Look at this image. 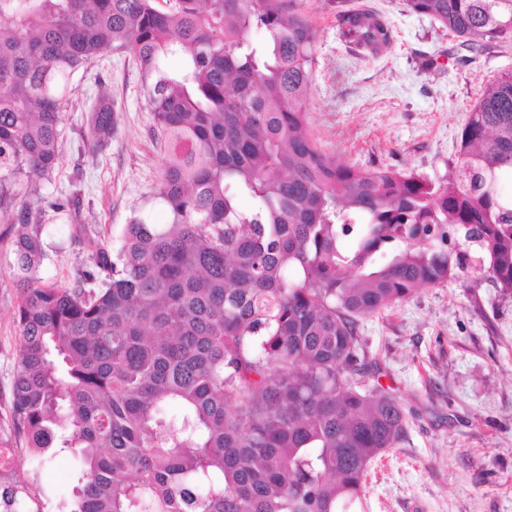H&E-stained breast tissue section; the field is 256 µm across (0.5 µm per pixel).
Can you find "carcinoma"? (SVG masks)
<instances>
[{
	"instance_id": "1",
	"label": "carcinoma",
	"mask_w": 512,
	"mask_h": 512,
	"mask_svg": "<svg viewBox=\"0 0 512 512\" xmlns=\"http://www.w3.org/2000/svg\"><path fill=\"white\" fill-rule=\"evenodd\" d=\"M406 5L459 38L458 67L512 41V0ZM336 27L361 52L392 46L374 11ZM108 50L140 64L168 217H132L116 250L78 219V193L48 191L70 81ZM315 54L301 0H0V241L20 284L9 417L32 461L72 454L70 512H355L370 464L408 438L401 403L367 386L360 319L446 282L472 246L512 297V70L434 180L322 149ZM117 125L98 97L84 145ZM48 209L88 255L73 288L38 276Z\"/></svg>"
}]
</instances>
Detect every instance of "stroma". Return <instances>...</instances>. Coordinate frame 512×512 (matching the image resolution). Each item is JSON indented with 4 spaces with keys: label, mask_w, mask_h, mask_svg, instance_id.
<instances>
[{
    "label": "stroma",
    "mask_w": 512,
    "mask_h": 512,
    "mask_svg": "<svg viewBox=\"0 0 512 512\" xmlns=\"http://www.w3.org/2000/svg\"><path fill=\"white\" fill-rule=\"evenodd\" d=\"M368 6L393 25L391 49L361 54L336 31L335 6ZM316 29V64L308 94L311 134L322 148L364 169L408 168L442 178L453 160L469 108L502 70L512 69V42L493 46L458 69L444 52L455 37L432 18L411 13L405 0H302ZM441 56L442 70H419L418 51ZM117 104L116 131L103 150H85L86 113L99 95ZM61 135L62 163L55 186L78 192L91 232L119 247L123 227L146 206L164 162L155 139L145 81L135 58L108 51L72 78ZM83 179L73 182L74 166ZM50 253L46 281L74 287L86 254L69 241ZM18 288L0 269V415L8 416L19 340L14 323ZM369 384L403 405L408 439L376 459L356 512H512V297L502 296L476 262L412 299L364 318ZM0 446L13 458L0 482L25 492L23 512H60L74 482L68 453L32 465L22 437L0 427Z\"/></svg>",
    "instance_id": "35a3bbf8"
}]
</instances>
